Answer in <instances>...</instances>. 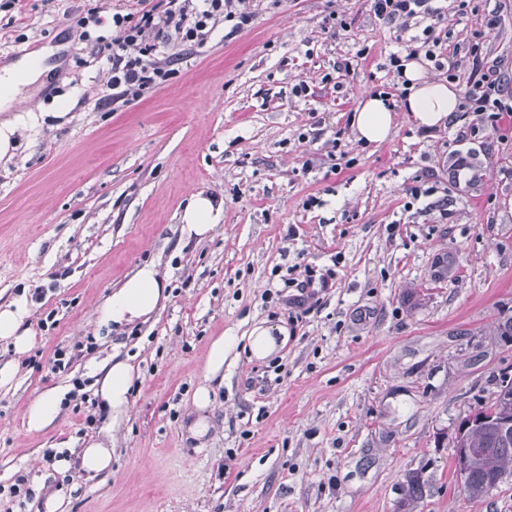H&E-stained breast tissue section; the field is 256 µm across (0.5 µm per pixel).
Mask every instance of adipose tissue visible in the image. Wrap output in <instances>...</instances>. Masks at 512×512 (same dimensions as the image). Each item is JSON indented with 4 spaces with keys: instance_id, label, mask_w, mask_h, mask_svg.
<instances>
[{
    "instance_id": "1",
    "label": "adipose tissue",
    "mask_w": 512,
    "mask_h": 512,
    "mask_svg": "<svg viewBox=\"0 0 512 512\" xmlns=\"http://www.w3.org/2000/svg\"><path fill=\"white\" fill-rule=\"evenodd\" d=\"M49 71L42 57L24 58L0 67V159L11 158L16 150L18 123L10 110L24 86L44 78ZM403 76L408 80L405 110L415 126L425 129L441 127L448 122L458 105V94L447 81L429 79L425 68L418 61L405 65ZM351 125L357 136L365 143L385 142L394 127V111L387 98L377 95L364 97L352 117ZM224 217V203L209 195H195L186 205L182 216V233L186 238L204 239L210 235ZM167 280L155 264L146 263L127 278L119 288L113 290L102 308L103 326L123 327L148 321L168 298ZM29 315L25 297H18L0 307V341L10 343L16 354L29 352L34 344V335L26 326ZM236 346L230 336L212 340L207 354L205 381L193 393L196 413L189 430L196 438H204L210 431L209 412L213 407L212 381L223 378L224 360ZM95 394L109 421L100 440L90 442L80 449L77 460L82 471L97 475L112 465V440L114 432L129 418L130 395L139 377L128 360L113 358L102 363L98 369Z\"/></svg>"
}]
</instances>
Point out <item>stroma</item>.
<instances>
[{"mask_svg":"<svg viewBox=\"0 0 512 512\" xmlns=\"http://www.w3.org/2000/svg\"><path fill=\"white\" fill-rule=\"evenodd\" d=\"M490 5L500 22L483 52L512 83V0ZM246 6L249 26L218 21L201 48L172 41L159 55L174 75L109 107L103 47L131 0H0V66L56 51L0 162V305L26 295L35 336L21 357L0 342V365L18 364L0 389V512H45L50 497L63 512H512V480L465 498L452 442L495 374L512 375V125L473 137L468 118L424 130L399 111L386 142L357 140L351 116L394 82L406 34L370 0ZM94 11L100 24L81 28ZM333 13L347 26L331 33ZM343 60L336 93L321 79ZM455 152L475 155L479 202L448 178ZM426 172L438 192L412 198ZM199 192L223 199L224 217L188 240L180 215ZM149 262L169 275L163 307L103 334L104 301ZM296 263L336 271L305 310L265 296ZM260 321L286 328V345L262 361L231 351L212 429L191 437L211 341ZM115 354L140 377L112 467L61 472L59 445L100 434L93 373ZM51 390L65 395L59 418L29 430L27 405Z\"/></svg>","mask_w":512,"mask_h":512,"instance_id":"35a3bbf8","label":"stroma"}]
</instances>
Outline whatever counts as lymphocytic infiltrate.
Listing matches in <instances>:
<instances>
[{
	"mask_svg": "<svg viewBox=\"0 0 512 512\" xmlns=\"http://www.w3.org/2000/svg\"><path fill=\"white\" fill-rule=\"evenodd\" d=\"M233 7L234 0H166L160 11L144 8L135 14H113L116 35L108 46L112 62L108 87L118 90L121 96L136 98L144 90L163 84L170 72L154 62L157 48L166 46L175 36L204 45L210 21L220 15L237 17L243 26L251 22V13L237 14ZM371 8L377 18L398 23L401 29H418L407 55L392 54L390 65L395 73H402L406 60L421 57L442 72L448 82H462L458 109L474 116L470 132L512 121V98L505 93L498 62L488 61L480 44H472V70L463 82L448 54V16L480 13L475 0H452L448 7L441 0H372Z\"/></svg>",
	"mask_w": 512,
	"mask_h": 512,
	"instance_id": "f902f5d3",
	"label": "lymphocytic infiltrate"
}]
</instances>
